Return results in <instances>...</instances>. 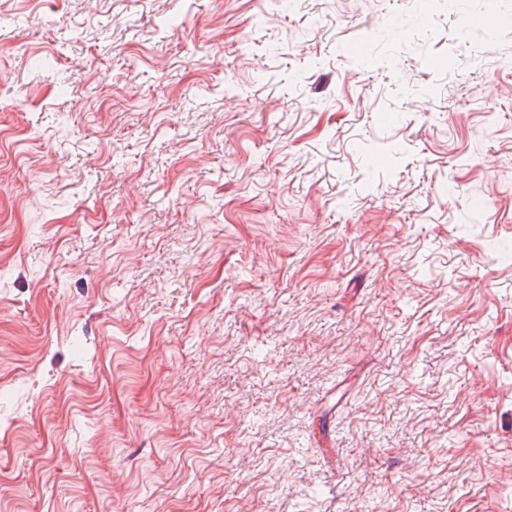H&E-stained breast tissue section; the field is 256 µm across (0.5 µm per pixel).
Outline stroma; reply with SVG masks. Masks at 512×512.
Here are the masks:
<instances>
[{
    "label": "stroma",
    "instance_id": "1",
    "mask_svg": "<svg viewBox=\"0 0 512 512\" xmlns=\"http://www.w3.org/2000/svg\"><path fill=\"white\" fill-rule=\"evenodd\" d=\"M0 512H512V0H0Z\"/></svg>",
    "mask_w": 512,
    "mask_h": 512
}]
</instances>
